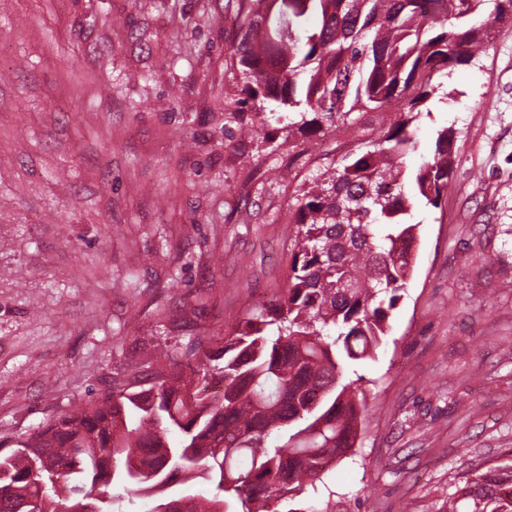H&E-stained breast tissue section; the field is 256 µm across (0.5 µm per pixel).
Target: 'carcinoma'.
Segmentation results:
<instances>
[{"label":"carcinoma","instance_id":"carcinoma-1","mask_svg":"<svg viewBox=\"0 0 512 512\" xmlns=\"http://www.w3.org/2000/svg\"><path fill=\"white\" fill-rule=\"evenodd\" d=\"M233 66L246 83L234 105L272 104L295 133L327 134L382 117L361 146L294 196L288 288L247 311L230 335L203 332L164 344L156 367L137 363L108 391L54 416L0 454V512H56L81 491L100 512L163 481L196 478L215 495L162 500L152 512H274L352 454L364 391L344 381L370 359L412 273L420 203L452 189L454 132L432 160L404 165L411 126L436 80L478 54L512 0H237ZM495 7V16L476 19ZM318 26H309L311 18ZM196 354L207 363L186 368ZM176 432L180 439L169 441ZM448 512H512V463L477 468Z\"/></svg>","mask_w":512,"mask_h":512}]
</instances>
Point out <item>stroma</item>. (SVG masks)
<instances>
[{"mask_svg": "<svg viewBox=\"0 0 512 512\" xmlns=\"http://www.w3.org/2000/svg\"><path fill=\"white\" fill-rule=\"evenodd\" d=\"M490 32L413 130L411 170L453 130L456 190L417 211L391 331L348 374L366 417L323 476L336 512H448L465 474L512 459V23ZM238 35L228 0H0V453L286 287L295 189L373 116L275 149L249 108L238 141Z\"/></svg>", "mask_w": 512, "mask_h": 512, "instance_id": "stroma-1", "label": "stroma"}]
</instances>
